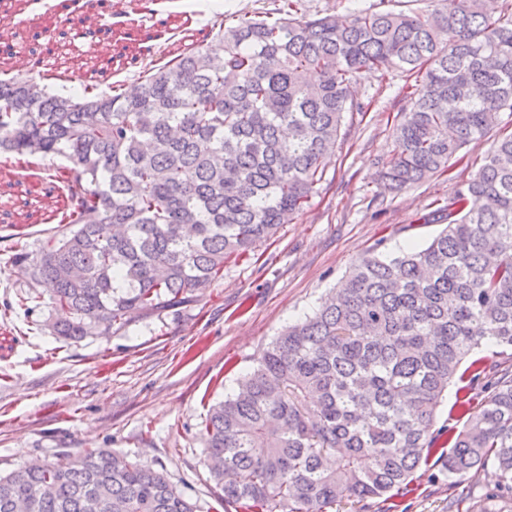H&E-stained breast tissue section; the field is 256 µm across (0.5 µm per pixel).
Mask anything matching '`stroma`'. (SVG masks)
<instances>
[{
  "mask_svg": "<svg viewBox=\"0 0 512 512\" xmlns=\"http://www.w3.org/2000/svg\"><path fill=\"white\" fill-rule=\"evenodd\" d=\"M272 6V0H96L89 9L84 0H31L12 19L0 54H8L12 74H46L52 89L78 95L93 83L105 93L112 82L132 81L149 61L210 43L216 13ZM81 59L93 61L97 75L80 69ZM404 82L397 74L361 75L352 95L365 115L346 113L322 182L250 260L226 263L223 278L192 302L106 339L51 335L49 299L30 312L18 307L29 269L14 264V254L36 251L62 227L52 218L51 185L43 179L51 160H11L12 187L0 198V473L108 448L164 471L198 512H216L218 490L202 437L210 406L233 393L273 338L312 313L355 261L429 243L443 228L434 219L438 200L468 181L490 149L491 137L471 142L450 172L382 192L379 161L392 149L391 121L405 105ZM454 494L433 457L396 499L403 512H448Z\"/></svg>",
  "mask_w": 512,
  "mask_h": 512,
  "instance_id": "obj_1",
  "label": "stroma"
}]
</instances>
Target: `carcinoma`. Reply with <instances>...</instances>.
I'll return each mask as SVG.
<instances>
[{
    "instance_id": "cac0c4a2",
    "label": "carcinoma",
    "mask_w": 512,
    "mask_h": 512,
    "mask_svg": "<svg viewBox=\"0 0 512 512\" xmlns=\"http://www.w3.org/2000/svg\"><path fill=\"white\" fill-rule=\"evenodd\" d=\"M192 46L111 93L76 97L0 67V156L61 159L47 174L65 225L15 260L25 302L69 314L51 334L106 337L172 309L289 224L322 180L352 86L369 71L416 82L381 180L401 189L449 169L512 112V4L427 0L308 17L301 0L215 21ZM447 226L393 257L368 254L337 291L262 352L208 410L203 438L219 504L326 512L383 498L435 451L458 384L463 429L441 454L460 483L492 466L512 498V370L489 378L485 341L512 350V133L437 209ZM468 366H463L464 362ZM479 384L491 392L473 405ZM0 512H197L160 471L86 448L0 475ZM456 387L452 386L448 388V399L445 400L444 404L439 408L436 418L435 428L439 429H447L448 427L455 428L456 430H461L463 427V423L466 418L459 419L456 414L450 413V408L455 401V393Z\"/></svg>"
}]
</instances>
